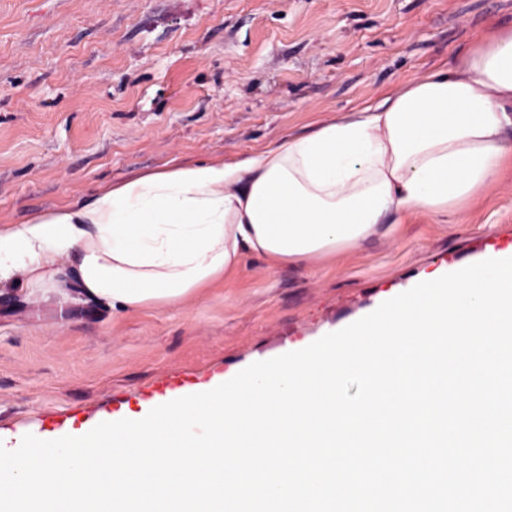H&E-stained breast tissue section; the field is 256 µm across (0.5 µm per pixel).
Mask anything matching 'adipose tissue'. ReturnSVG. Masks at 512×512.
I'll return each mask as SVG.
<instances>
[{
    "label": "adipose tissue",
    "mask_w": 512,
    "mask_h": 512,
    "mask_svg": "<svg viewBox=\"0 0 512 512\" xmlns=\"http://www.w3.org/2000/svg\"><path fill=\"white\" fill-rule=\"evenodd\" d=\"M512 168V27L445 72L235 162L172 166L0 224V300L129 314L188 303L240 257L333 255Z\"/></svg>",
    "instance_id": "1"
}]
</instances>
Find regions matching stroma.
<instances>
[{"label": "stroma", "mask_w": 512, "mask_h": 512, "mask_svg": "<svg viewBox=\"0 0 512 512\" xmlns=\"http://www.w3.org/2000/svg\"><path fill=\"white\" fill-rule=\"evenodd\" d=\"M512 0H0V224L175 164L231 162L448 69ZM512 255V171L333 259L247 253L181 307L59 320L0 307V438H60L312 344L407 291Z\"/></svg>", "instance_id": "35a3bbf8"}]
</instances>
